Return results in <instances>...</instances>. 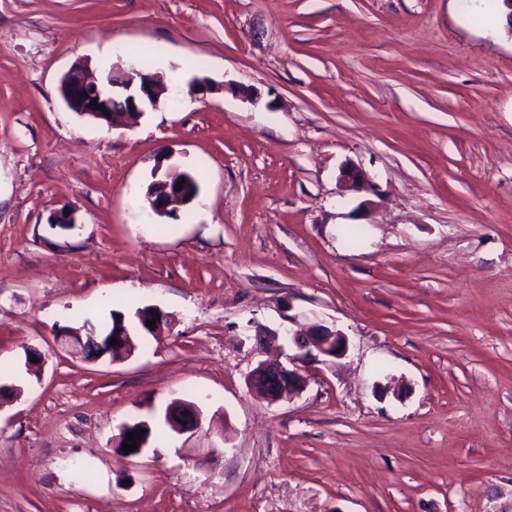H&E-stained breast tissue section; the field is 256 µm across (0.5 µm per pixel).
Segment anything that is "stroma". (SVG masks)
Listing matches in <instances>:
<instances>
[{
    "mask_svg": "<svg viewBox=\"0 0 512 512\" xmlns=\"http://www.w3.org/2000/svg\"><path fill=\"white\" fill-rule=\"evenodd\" d=\"M502 4L0 0V512H512ZM138 48L166 90L137 124L66 107L75 61ZM172 168L205 177L159 216ZM146 306L125 360L56 342ZM311 323L347 354L257 344ZM285 355L307 386L271 405L248 376ZM176 400L199 430L117 455ZM183 173L184 172L165 173L161 178H157V174L155 175L156 179L148 188V197L150 198L152 209L156 214L161 216L173 215V211L175 210L173 206H176V204L188 205L197 196H188L186 200H184L188 190L187 182L180 177ZM178 181H182L180 185H183V188L177 186ZM161 202H164V205H161Z\"/></svg>",
    "mask_w": 512,
    "mask_h": 512,
    "instance_id": "35a3bbf8",
    "label": "stroma"
}]
</instances>
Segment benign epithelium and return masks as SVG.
<instances>
[{
  "instance_id": "benign-epithelium-1",
  "label": "benign epithelium",
  "mask_w": 512,
  "mask_h": 512,
  "mask_svg": "<svg viewBox=\"0 0 512 512\" xmlns=\"http://www.w3.org/2000/svg\"><path fill=\"white\" fill-rule=\"evenodd\" d=\"M59 93L71 111L104 121L119 113L127 116L141 115L147 108L157 107L161 97V91L153 79L134 66L125 69L114 65L110 73L96 79L86 72L85 65L81 62L63 77ZM94 98L103 109L91 107ZM179 181L182 182L180 187L177 186ZM185 185L187 182L181 181L178 173H166L155 179L148 188L153 211L161 216H170L175 205L190 204L194 197L187 195ZM136 318L142 332L151 336L161 333L165 321L161 310L155 307L149 308L147 313L141 310ZM152 319L156 320V324L150 328L147 322ZM257 336L261 340L268 336H290L298 348L306 350V356L316 361L322 357L340 358L348 350L346 336L340 330L323 324H313L300 332H292L283 327L277 330L266 329L258 332ZM113 338L117 339L118 344L110 343ZM57 341L70 352L83 357L87 356V347L90 346L96 352V359L110 356L114 362L132 356L136 349L123 317L117 320L114 329L99 335L92 330L84 336L77 329L67 328L57 336ZM248 383L264 400L274 404L286 396L300 395L305 379L299 373L295 359L290 358L286 365L258 363L251 372ZM168 419L172 432L183 435L201 427L202 410L194 403H185L170 410Z\"/></svg>"
}]
</instances>
